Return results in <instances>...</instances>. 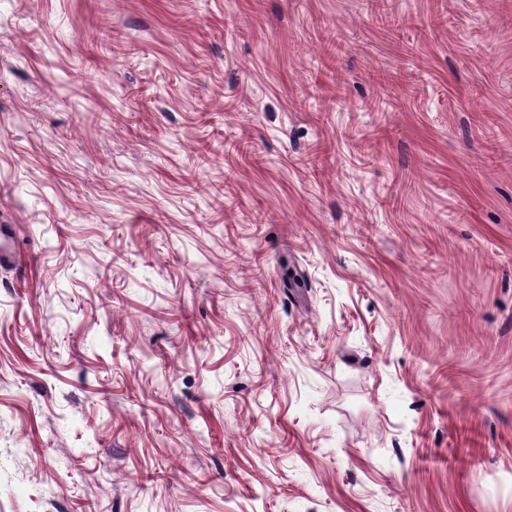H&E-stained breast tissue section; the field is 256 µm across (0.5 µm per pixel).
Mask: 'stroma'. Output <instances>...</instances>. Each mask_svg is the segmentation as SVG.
<instances>
[{
    "mask_svg": "<svg viewBox=\"0 0 512 512\" xmlns=\"http://www.w3.org/2000/svg\"><path fill=\"white\" fill-rule=\"evenodd\" d=\"M1 224L0 512H512V0H0Z\"/></svg>",
    "mask_w": 512,
    "mask_h": 512,
    "instance_id": "stroma-1",
    "label": "stroma"
}]
</instances>
